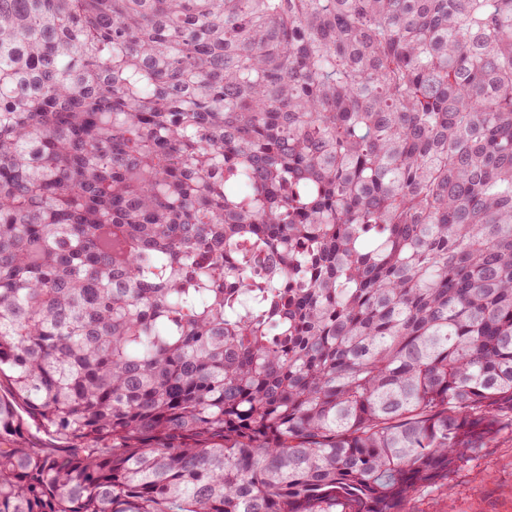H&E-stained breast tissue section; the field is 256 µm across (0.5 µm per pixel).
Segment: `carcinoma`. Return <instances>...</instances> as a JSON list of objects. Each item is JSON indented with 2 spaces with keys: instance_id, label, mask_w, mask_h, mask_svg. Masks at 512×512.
<instances>
[{
  "instance_id": "carcinoma-1",
  "label": "carcinoma",
  "mask_w": 512,
  "mask_h": 512,
  "mask_svg": "<svg viewBox=\"0 0 512 512\" xmlns=\"http://www.w3.org/2000/svg\"><path fill=\"white\" fill-rule=\"evenodd\" d=\"M2 387L0 512L448 479L512 426V0H0Z\"/></svg>"
}]
</instances>
